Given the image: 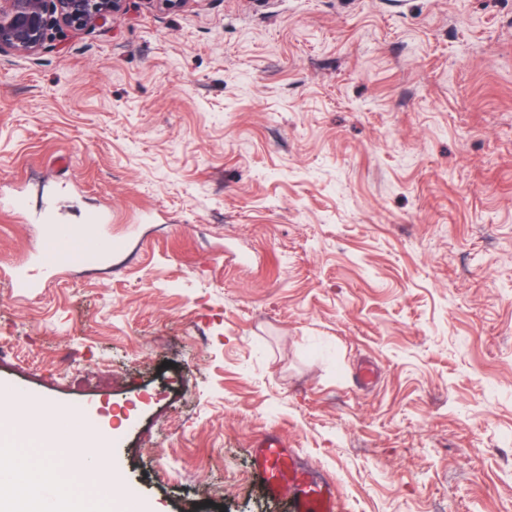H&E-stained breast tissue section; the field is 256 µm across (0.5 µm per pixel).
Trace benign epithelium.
I'll return each mask as SVG.
<instances>
[{"label":"benign epithelium","mask_w":512,"mask_h":512,"mask_svg":"<svg viewBox=\"0 0 512 512\" xmlns=\"http://www.w3.org/2000/svg\"><path fill=\"white\" fill-rule=\"evenodd\" d=\"M127 0H0V54L40 51L55 28L84 31L124 11Z\"/></svg>","instance_id":"benign-epithelium-1"}]
</instances>
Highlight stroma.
I'll return each instance as SVG.
<instances>
[{"instance_id":"stroma-1","label":"stroma","mask_w":512,"mask_h":512,"mask_svg":"<svg viewBox=\"0 0 512 512\" xmlns=\"http://www.w3.org/2000/svg\"><path fill=\"white\" fill-rule=\"evenodd\" d=\"M52 224L116 247L45 268ZM1 341L111 435L103 499L290 512L276 432L338 512H512V0H127L1 54ZM253 474L271 497L290 496L294 512H335V485L301 461L278 433L258 439L253 449Z\"/></svg>"}]
</instances>
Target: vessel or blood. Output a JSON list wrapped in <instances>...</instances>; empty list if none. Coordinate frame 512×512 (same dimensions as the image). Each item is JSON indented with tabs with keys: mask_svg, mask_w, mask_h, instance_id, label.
Listing matches in <instances>:
<instances>
[{
	"mask_svg": "<svg viewBox=\"0 0 512 512\" xmlns=\"http://www.w3.org/2000/svg\"><path fill=\"white\" fill-rule=\"evenodd\" d=\"M111 247L112 241L107 237H83L61 224L56 228L50 261L54 264L91 263ZM253 457L256 481L269 496L291 497L293 512H336L334 484L304 464L280 434L269 433L258 439Z\"/></svg>",
	"mask_w": 512,
	"mask_h": 512,
	"instance_id": "obj_1",
	"label": "vessel or blood"
}]
</instances>
